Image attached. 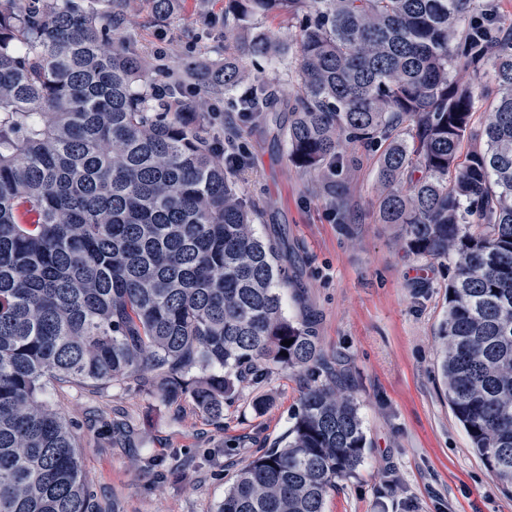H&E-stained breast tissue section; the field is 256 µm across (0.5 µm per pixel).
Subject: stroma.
Returning a JSON list of instances; mask_svg holds the SVG:
<instances>
[{
    "label": "stroma",
    "instance_id": "35a3bbf8",
    "mask_svg": "<svg viewBox=\"0 0 512 512\" xmlns=\"http://www.w3.org/2000/svg\"><path fill=\"white\" fill-rule=\"evenodd\" d=\"M225 5L182 0L177 16L159 21L136 0L127 25L157 68H174L188 55L220 61L223 25L201 38L193 31L202 17L223 18ZM288 65L282 56L250 66L281 89L264 121L238 125L223 102L211 125L220 137L237 127L249 157L240 187L262 210L255 230L287 236L298 293L363 420L364 461L329 492L325 512H512V492L473 453L438 371L450 265L407 256L401 226L379 223L375 152L344 144L350 162L338 176L340 208L290 161L282 128L297 85ZM295 294L283 296L291 316ZM302 391V379L286 370L245 380L217 420L191 400L171 405L120 382L99 389L55 382L44 398L78 424L84 472L102 512H216L234 473L291 426ZM96 413L129 420L130 441L113 445L88 432ZM148 456L161 460L162 471L145 468Z\"/></svg>",
    "mask_w": 512,
    "mask_h": 512
}]
</instances>
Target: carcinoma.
<instances>
[{
	"instance_id": "cac0c4a2",
	"label": "carcinoma",
	"mask_w": 512,
	"mask_h": 512,
	"mask_svg": "<svg viewBox=\"0 0 512 512\" xmlns=\"http://www.w3.org/2000/svg\"><path fill=\"white\" fill-rule=\"evenodd\" d=\"M102 2L0 0V512H94L77 425L41 399L53 381H120L218 417L248 376H308L292 426L217 512H324L361 465L358 406L308 311L284 310L286 238L257 235L246 154L210 130L226 96L243 123L275 111L248 62L286 53L292 162L341 205L342 140L377 150L379 222L401 225L406 253L453 261L439 372L511 489L512 22L493 0H230L224 33L286 16L292 44L226 41L221 73L190 56L158 84L126 0ZM148 4L158 20L176 8ZM456 68L492 74L480 120Z\"/></svg>"
}]
</instances>
